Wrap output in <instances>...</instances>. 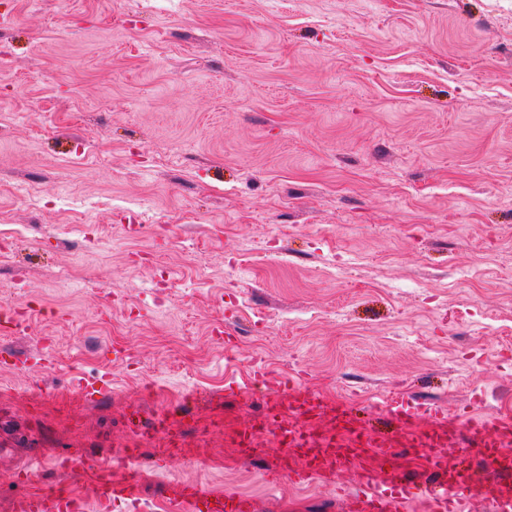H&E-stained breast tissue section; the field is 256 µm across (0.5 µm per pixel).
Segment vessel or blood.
Returning a JSON list of instances; mask_svg holds the SVG:
<instances>
[{
  "label": "vessel or blood",
  "instance_id": "1",
  "mask_svg": "<svg viewBox=\"0 0 512 512\" xmlns=\"http://www.w3.org/2000/svg\"><path fill=\"white\" fill-rule=\"evenodd\" d=\"M265 394L264 423L284 435L280 465L266 470L267 484H332L344 473L362 474V488L344 495L345 512H402L410 489L395 468V451L409 448L427 456L437 474L419 486L432 512H469L468 502H482L495 512H512V465L500 457L512 450V422L500 423L470 413L450 415L439 407H425L397 396L383 402L397 424L399 437L386 441L367 431L345 401H330L309 388L302 378L283 379L265 366H256L252 381L231 383L225 395L248 401L254 386ZM142 433L164 441L166 456H177L180 439L173 421L163 413L153 416ZM479 450L493 468L491 476L477 479L455 466L456 458ZM145 472L135 466L118 470L104 462L93 481L89 499L74 497L68 489L21 496L13 512H86L96 501L109 512L113 505L139 504ZM164 498L172 512H254L255 503L239 493H219L199 482H170Z\"/></svg>",
  "mask_w": 512,
  "mask_h": 512
}]
</instances>
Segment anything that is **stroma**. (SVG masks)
<instances>
[{"label": "stroma", "mask_w": 512, "mask_h": 512, "mask_svg": "<svg viewBox=\"0 0 512 512\" xmlns=\"http://www.w3.org/2000/svg\"><path fill=\"white\" fill-rule=\"evenodd\" d=\"M0 250V306L30 309L0 336V512L28 462L43 489L79 449L85 497L130 442L155 461L158 411L183 432L156 512L173 480L344 512L359 473L273 488V438L240 459L206 423L260 415L224 395L257 362L384 436L398 390L512 407V0H0Z\"/></svg>", "instance_id": "stroma-1"}]
</instances>
